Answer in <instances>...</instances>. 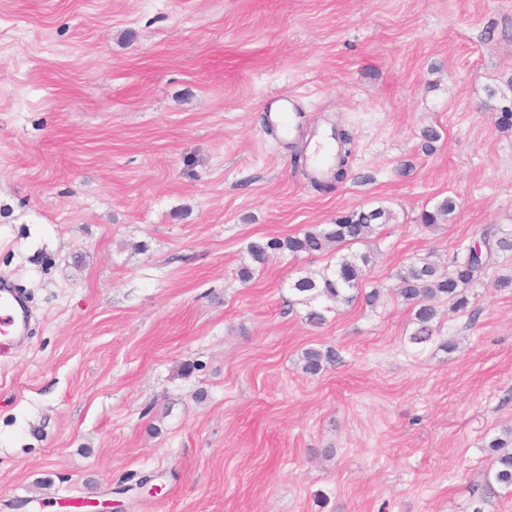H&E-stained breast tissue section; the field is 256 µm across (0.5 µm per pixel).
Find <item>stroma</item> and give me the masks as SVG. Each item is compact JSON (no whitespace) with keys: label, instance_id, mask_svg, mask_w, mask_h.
Listing matches in <instances>:
<instances>
[{"label":"stroma","instance_id":"35a3bbf8","mask_svg":"<svg viewBox=\"0 0 512 512\" xmlns=\"http://www.w3.org/2000/svg\"><path fill=\"white\" fill-rule=\"evenodd\" d=\"M505 107L512 0H0V274L32 310L0 361V512L121 484L126 512H472L512 427V255L423 348L396 274L512 236ZM338 128L351 170L320 193L293 156ZM381 206L376 306L307 321L290 284L330 252L241 281L247 241ZM310 347L339 359L306 374ZM301 118L300 112L295 111L293 97H288L284 99L280 112L270 113V124L275 131L289 139L299 129ZM456 210V202L451 197L437 201L430 210H425L420 216L421 225L425 228H437L440 224L447 223L450 215Z\"/></svg>","mask_w":512,"mask_h":512}]
</instances>
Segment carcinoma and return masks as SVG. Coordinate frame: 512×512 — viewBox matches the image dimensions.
I'll return each mask as SVG.
<instances>
[{
    "label": "carcinoma",
    "mask_w": 512,
    "mask_h": 512,
    "mask_svg": "<svg viewBox=\"0 0 512 512\" xmlns=\"http://www.w3.org/2000/svg\"><path fill=\"white\" fill-rule=\"evenodd\" d=\"M349 151L344 149L336 164L333 175L334 183L343 182L348 175ZM334 183L314 182L315 188L321 192L334 189ZM456 210V202L446 197L422 212L421 225L425 228H436L448 222L450 215ZM392 219L391 211L377 207L371 210H354L341 217L334 224L323 227H311L302 233L281 239L251 240L246 243L245 250L251 263L241 267L240 278L247 281L252 278L254 266H263L272 254L286 250L293 255L308 256L322 253L331 247L347 248L349 252L340 255L336 263L317 271H304L293 282L292 289L302 297V303L324 298L336 304L349 305L363 299L373 305L379 298V289L373 287L363 291L362 283L367 277L369 254L351 251L355 245L367 243L375 228L387 224ZM482 251L467 248L464 253L456 255L450 264L440 266L426 258H417L404 264L397 273L399 280L398 296L414 311L416 328L408 336V342L416 346H426L433 341L434 323L440 311L434 300L444 299L451 303L456 311L468 307V289L477 281L478 276L490 266L498 253L512 251V238L497 236L491 227L480 231ZM338 359L335 351H322L309 348L303 353V369L315 375L323 364L334 363ZM490 448L496 457L485 474L486 495L475 501L472 512H490L489 507L499 496V491H512V429L504 430L502 436L495 438Z\"/></svg>",
    "instance_id": "1"
}]
</instances>
